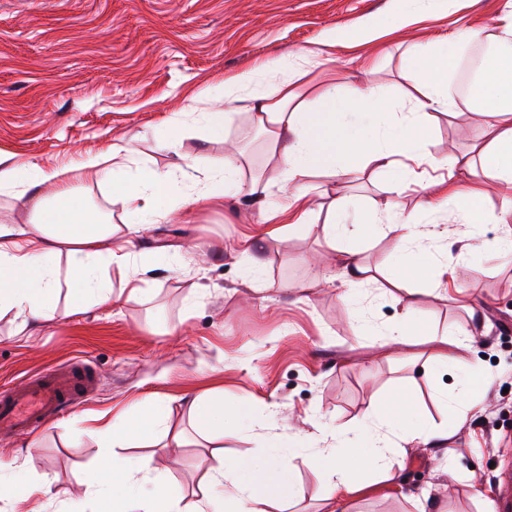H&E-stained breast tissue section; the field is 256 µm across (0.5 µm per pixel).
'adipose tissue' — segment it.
Listing matches in <instances>:
<instances>
[{
	"label": "adipose tissue",
	"mask_w": 512,
	"mask_h": 512,
	"mask_svg": "<svg viewBox=\"0 0 512 512\" xmlns=\"http://www.w3.org/2000/svg\"><path fill=\"white\" fill-rule=\"evenodd\" d=\"M473 41L493 44L495 51L478 69L473 94L460 103L448 91V72L460 48ZM295 62L285 58L268 61L224 81L225 101L246 97L253 126L270 143L282 186L289 189L291 202L303 206L297 217L282 226L283 234L307 229L314 219V209L306 205L313 192L308 182L312 172L323 171L347 183L359 179L370 166L391 170L395 176L384 206L386 222L379 230L394 239L402 272L412 274L415 257L423 247L413 224L402 219L398 199L415 182L416 167L461 173L472 168L468 157L435 156L426 137V123L434 113L450 114L462 106L485 119L483 138L473 149L481 159L486 182L482 189L465 192L459 182L449 180V202L459 207L469 223L478 224L483 220L482 203L490 192L512 188V0H505L493 32L471 28L457 38L416 45L402 72L412 89L410 118L368 137L349 134L350 117L386 111L380 91L372 86L348 87L330 77L313 93H306L299 85L303 72ZM132 161V150L112 145L88 155L84 166L109 178L113 197L136 223H155L169 213L174 176L145 165L133 166ZM59 175V170L30 168L0 153V194L27 198L31 208L29 223L0 224V313H12L21 332L55 319V297L63 279L77 296L81 312L110 305L119 296L139 302L146 295L140 287L113 293L103 269L108 266L128 273L133 260L130 242H113L111 224L94 213L83 197L60 185ZM246 176L238 156L226 155L220 165L207 171L202 189L184 204L223 203L238 195ZM247 177L251 179L247 185L250 196L264 200L269 184L262 173ZM345 221L341 198L332 199L326 228L336 252V267L316 271L314 285L338 280L355 288L374 279L370 268L350 259L343 244ZM63 255L69 264L62 272L57 260ZM407 407L404 400L386 405L372 402L367 412L371 422L367 446L360 450L346 447L347 428L332 425L322 416L309 418L307 434L270 435L269 450L260 455L230 458L223 449H212L214 464L203 477L206 491L193 512H267V505L282 499L290 473L287 462L307 436L325 442L324 447L313 449L310 459L323 485V512H347L348 496L364 488L362 474L374 472L385 482L397 481L390 457L401 445L419 441L444 446L447 430L419 427ZM188 412L207 439L223 435L228 422L242 429L251 425L248 406L228 407L217 397L191 399ZM169 417V403L151 399L112 415L97 413L85 418L82 433L99 439L102 455L110 463L83 480L79 506L108 503L113 512H181L179 499L165 487L155 454L130 451L136 440L167 427Z\"/></svg>",
	"instance_id": "adipose-tissue-1"
}]
</instances>
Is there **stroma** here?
Listing matches in <instances>:
<instances>
[{
	"label": "stroma",
	"instance_id": "1",
	"mask_svg": "<svg viewBox=\"0 0 512 512\" xmlns=\"http://www.w3.org/2000/svg\"><path fill=\"white\" fill-rule=\"evenodd\" d=\"M504 0H447L439 12L398 27L397 0H0V152L25 164L64 171L124 237L127 217L107 178L83 169L86 153L131 144L138 162L173 172L177 194L198 189L204 172L236 145L243 162L265 169L273 188L265 203L241 194L220 206H200L190 221L180 210L146 225L133 240V271L149 293L144 302L92 308L19 335L12 315L0 317V389L28 374L76 359L93 362L87 402L31 435L0 436V467L20 465V480L48 483L45 496L0 501V512H60L98 462L95 439L74 438L85 411L120 409L145 398L167 400L170 427L183 447L158 455L170 489L191 512L209 463L186 399L216 393L225 403L251 404L253 428L225 432L224 452L259 454L273 426L303 428L320 413L352 427L366 420L373 400L405 394L416 418L448 428L444 448H408L398 484L377 483L351 496L348 512H503L512 502V255L494 245L512 226V203L493 195L485 219L464 223L456 206L430 211L432 191L414 185L402 199L405 215L432 253L454 269L440 281L427 261L409 287L419 292L409 344L384 347L371 327L401 311V290L369 283L342 299L340 284L310 288L315 269L333 266L323 223L310 231L271 236L265 215L283 202L268 144L251 125L244 102H225L224 79L256 62L311 49L321 64L302 78L312 90L328 73L348 85L380 88L389 112L357 117L353 129L396 124L409 110L401 72L412 44L440 41L472 28L492 29ZM377 29L370 45L375 71H361V48L331 46V35L359 37ZM224 111V132L213 135L200 112ZM178 134L177 148L162 142ZM480 117L468 110L435 114L427 126L434 155L466 152L480 137ZM342 194L350 217L373 218L389 198L385 173L367 170ZM442 238H433V231ZM250 240L264 265L260 280L244 276L238 244ZM472 254H461L464 242ZM354 259L398 268L390 238L354 235ZM199 293L193 310L186 298ZM464 327V350L449 348L436 367L431 337ZM491 381L466 422L451 417L472 364ZM275 420H268L269 407ZM33 448H26V441ZM293 491L278 512H320L321 486L297 455Z\"/></svg>",
	"mask_w": 512,
	"mask_h": 512
}]
</instances>
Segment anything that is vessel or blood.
I'll use <instances>...</instances> for the list:
<instances>
[{
	"label": "vessel or blood",
	"instance_id": "b4317fda",
	"mask_svg": "<svg viewBox=\"0 0 512 512\" xmlns=\"http://www.w3.org/2000/svg\"><path fill=\"white\" fill-rule=\"evenodd\" d=\"M93 377L89 362L76 360L27 378L25 384L0 392V435L31 433L48 419L71 410L88 396Z\"/></svg>",
	"mask_w": 512,
	"mask_h": 512
}]
</instances>
